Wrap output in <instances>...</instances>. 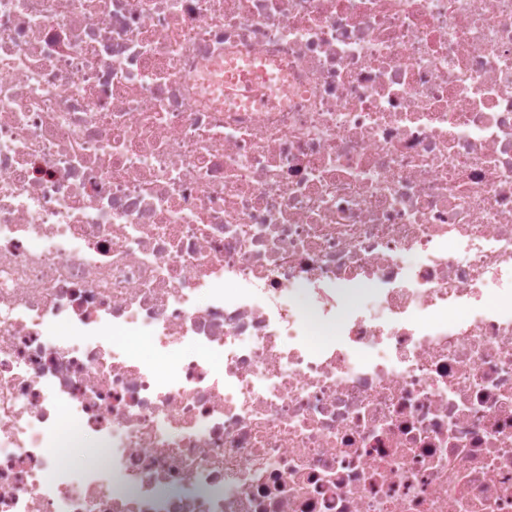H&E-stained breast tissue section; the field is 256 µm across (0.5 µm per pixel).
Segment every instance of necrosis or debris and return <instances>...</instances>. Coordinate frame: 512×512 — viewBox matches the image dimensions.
<instances>
[{
  "mask_svg": "<svg viewBox=\"0 0 512 512\" xmlns=\"http://www.w3.org/2000/svg\"><path fill=\"white\" fill-rule=\"evenodd\" d=\"M0 512H512V0H0Z\"/></svg>",
  "mask_w": 512,
  "mask_h": 512,
  "instance_id": "necrosis-or-debris-1",
  "label": "necrosis or debris"
}]
</instances>
